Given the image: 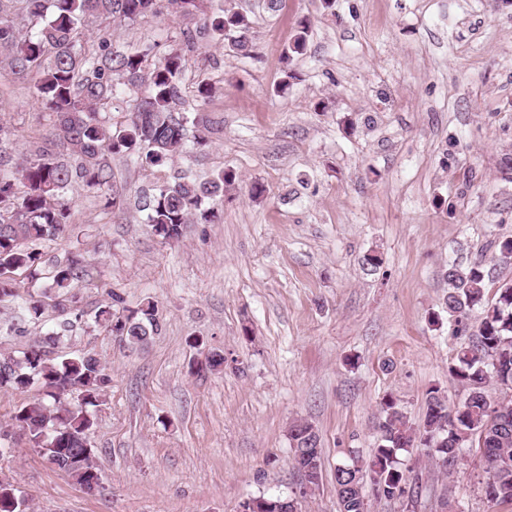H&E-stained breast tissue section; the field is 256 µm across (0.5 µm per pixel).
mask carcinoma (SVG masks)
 <instances>
[{
	"instance_id": "1",
	"label": "carcinoma",
	"mask_w": 512,
	"mask_h": 512,
	"mask_svg": "<svg viewBox=\"0 0 512 512\" xmlns=\"http://www.w3.org/2000/svg\"><path fill=\"white\" fill-rule=\"evenodd\" d=\"M203 0H167L170 14L188 16ZM158 14V0H0V68L18 79L34 80L35 100L48 112L52 138L34 153L10 165L0 153V295L15 293L12 277L17 271L39 276L41 254L22 247L26 240H38L62 233L70 223L66 194L77 178L90 188L112 191V203L121 194L111 190L112 168L106 155H134L148 167H161L179 154L188 141L184 119L175 116L182 105L179 79L184 58L172 50L159 61L148 64L147 52L114 54L107 38L97 46L80 43L82 29L97 18L117 23ZM214 32L228 37L232 50L246 56L252 52L246 17L224 7L209 18ZM307 26L300 24L288 46L287 58L304 54ZM140 83L144 91L137 98L126 124L117 129L99 119L100 109L112 100L118 81ZM74 156L77 165L66 157ZM235 181L230 171H220L199 181L178 177L156 186L142 197V210L152 231L166 241L179 239L188 224L209 222L224 191ZM82 274L79 261L58 265L52 271L51 287L69 293L79 287ZM448 285L446 307L450 315L465 317L478 313L479 325L471 343L461 348L449 372L466 387L468 394L460 405L463 418L453 424V408L432 388L427 393L423 426L408 424L392 398L381 406L378 445L371 460L357 471L336 466V494L342 512H367L365 493L349 485L369 481L372 494L406 484L399 467L397 451L415 446L427 450L434 462L451 450L461 451L485 435L482 454L489 479L500 483L498 502L512 504V400L496 402L488 394L494 384L512 390V372L501 379L495 368V353L505 339L512 340V282L496 289L491 303L487 291L494 284L491 270L481 262L445 268ZM24 318L35 321L44 312L40 301L23 300ZM130 344H140L158 330L155 304L148 301L122 314L112 306L94 316ZM109 382L102 365L91 354L49 358L34 345L0 361V389L24 391L37 385L43 397L16 409L14 424L39 449L42 456L83 484L87 472L68 464L85 452L88 433L94 425L93 411L99 406L103 388ZM76 386L83 401L63 405L57 388ZM292 459L303 463L305 449L316 444L301 435L290 436ZM24 501L9 483L0 482V512H24Z\"/></svg>"
}]
</instances>
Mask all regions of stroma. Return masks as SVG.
I'll return each mask as SVG.
<instances>
[{
    "label": "stroma",
    "instance_id": "35a3bbf8",
    "mask_svg": "<svg viewBox=\"0 0 512 512\" xmlns=\"http://www.w3.org/2000/svg\"><path fill=\"white\" fill-rule=\"evenodd\" d=\"M250 25L252 53H234L200 16L154 17L112 27L117 53L150 61L182 50L187 145L162 168L110 159L123 208L83 182L67 199L65 232L36 242L38 278L16 273L0 297V357L42 343L49 357L90 353L109 383L90 441L99 492L49 464L14 425L39 387L0 390V478L30 512H240L258 496L297 498L299 512H340L335 468L368 460L380 404L394 398L421 426L427 392L449 404L467 391L448 367L471 342L445 307L451 263H490L512 237V0H231ZM308 27L303 56L286 60ZM211 83L212 95L197 87ZM0 124L21 158L49 135L30 82L0 70ZM227 170L236 182L211 224L167 242L137 202L185 173ZM265 187L252 197L253 183ZM379 259L364 268L365 256ZM78 260L73 294L47 290L55 266ZM120 296L151 301L159 331L131 347L94 325ZM45 313L18 319L21 298ZM224 369L206 368L210 350ZM304 419L323 449L318 489L298 497L289 428ZM418 492L411 512H512L488 502L478 449L449 472L420 449L399 452Z\"/></svg>",
    "mask_w": 512,
    "mask_h": 512
}]
</instances>
